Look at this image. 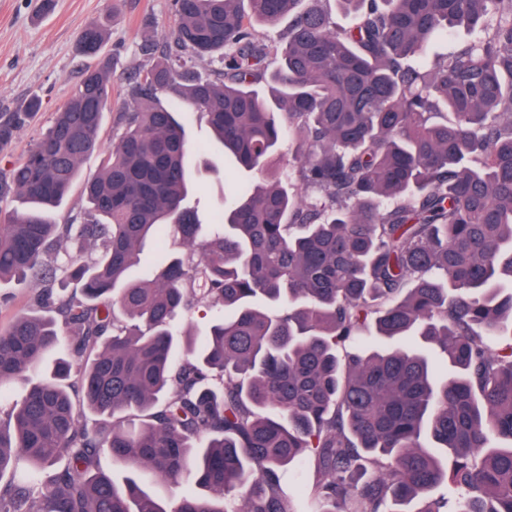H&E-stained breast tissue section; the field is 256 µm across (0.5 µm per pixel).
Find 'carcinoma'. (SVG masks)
<instances>
[{"label": "carcinoma", "mask_w": 512, "mask_h": 512, "mask_svg": "<svg viewBox=\"0 0 512 512\" xmlns=\"http://www.w3.org/2000/svg\"><path fill=\"white\" fill-rule=\"evenodd\" d=\"M175 11L164 57L141 45L111 148V60L88 28L96 63L0 168V283L42 288L0 327V390L21 386L0 407V512H448L432 496L448 481L458 512H512V0ZM285 20L276 45L256 37ZM167 89L246 173L212 217L190 167L209 146ZM41 109L0 112L1 154ZM95 153L80 222L54 223ZM15 198L29 208L1 207ZM149 243L156 263L133 279ZM202 304L218 309L205 332L176 325ZM371 328L419 337L452 376L422 350L351 349ZM103 449L200 492L120 485Z\"/></svg>", "instance_id": "1"}]
</instances>
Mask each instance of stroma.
Masks as SVG:
<instances>
[{"instance_id":"obj_1","label":"stroma","mask_w":512,"mask_h":512,"mask_svg":"<svg viewBox=\"0 0 512 512\" xmlns=\"http://www.w3.org/2000/svg\"><path fill=\"white\" fill-rule=\"evenodd\" d=\"M173 0H0V112L20 110L37 96L43 110L17 135L12 151L0 156V167L15 161L43 132L81 78L85 60L76 51L87 26L105 29L102 50L114 65L112 104L102 121L103 147H110L117 113L130 103V82L145 63V39L165 43L174 28ZM201 185V207L212 211L224 203V186L233 183L235 164L222 153L193 159Z\"/></svg>"}]
</instances>
